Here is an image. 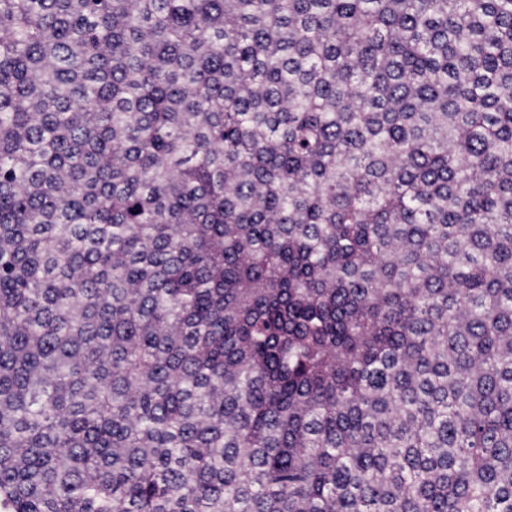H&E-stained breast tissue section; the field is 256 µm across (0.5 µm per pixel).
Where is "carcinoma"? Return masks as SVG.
I'll list each match as a JSON object with an SVG mask.
<instances>
[{"instance_id":"obj_1","label":"carcinoma","mask_w":512,"mask_h":512,"mask_svg":"<svg viewBox=\"0 0 512 512\" xmlns=\"http://www.w3.org/2000/svg\"><path fill=\"white\" fill-rule=\"evenodd\" d=\"M0 512H512V0H0Z\"/></svg>"}]
</instances>
